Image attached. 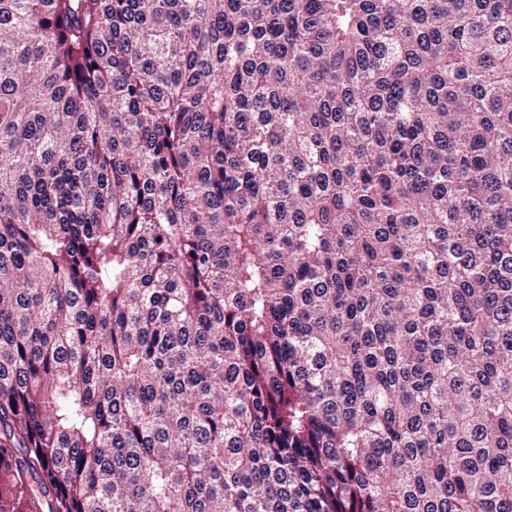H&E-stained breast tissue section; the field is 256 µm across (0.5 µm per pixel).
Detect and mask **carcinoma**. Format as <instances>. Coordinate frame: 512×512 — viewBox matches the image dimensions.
Returning a JSON list of instances; mask_svg holds the SVG:
<instances>
[{
    "mask_svg": "<svg viewBox=\"0 0 512 512\" xmlns=\"http://www.w3.org/2000/svg\"><path fill=\"white\" fill-rule=\"evenodd\" d=\"M0 512H512V0H0Z\"/></svg>",
    "mask_w": 512,
    "mask_h": 512,
    "instance_id": "1",
    "label": "carcinoma"
}]
</instances>
